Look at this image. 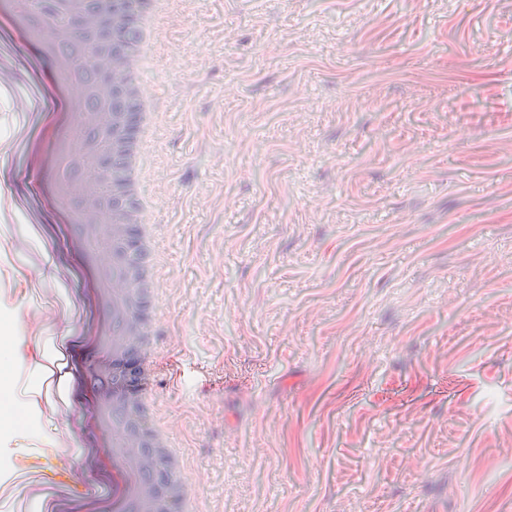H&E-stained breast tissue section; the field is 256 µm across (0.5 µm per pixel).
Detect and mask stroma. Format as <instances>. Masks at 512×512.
Here are the masks:
<instances>
[{
  "label": "stroma",
  "mask_w": 512,
  "mask_h": 512,
  "mask_svg": "<svg viewBox=\"0 0 512 512\" xmlns=\"http://www.w3.org/2000/svg\"><path fill=\"white\" fill-rule=\"evenodd\" d=\"M161 44L140 391L199 512H512V0H176ZM30 224L0 211V322L51 354L91 279H44L77 259ZM36 386L16 371L8 457L68 470ZM92 447L71 453L108 504Z\"/></svg>",
  "instance_id": "stroma-1"
}]
</instances>
